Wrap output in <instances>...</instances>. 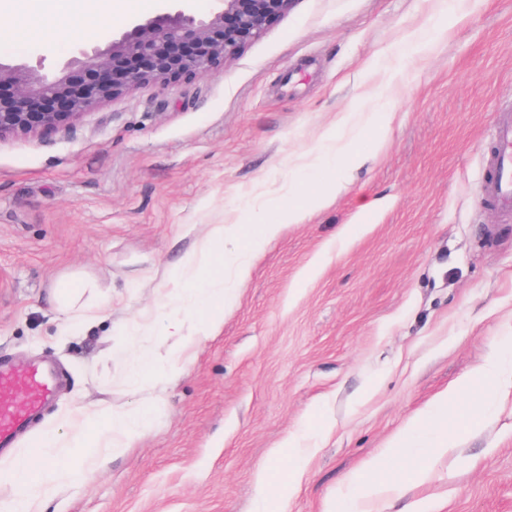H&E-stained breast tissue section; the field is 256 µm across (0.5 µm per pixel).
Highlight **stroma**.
<instances>
[{"mask_svg": "<svg viewBox=\"0 0 512 512\" xmlns=\"http://www.w3.org/2000/svg\"><path fill=\"white\" fill-rule=\"evenodd\" d=\"M0 44L47 70L104 45ZM435 28L402 69L399 45ZM387 105L385 139L364 128ZM512 110V0H299L223 69L105 101L70 127L0 139V363L54 366V402L154 404L145 432L42 512H323L441 392L512 336V214L483 195ZM359 136H352V129ZM357 139L330 203L286 225L186 372L127 385L113 349L162 318L156 291L213 224L276 221L314 193L328 137ZM356 232L343 237L345 226ZM83 271L112 313L57 336L50 295ZM455 451L382 512H512V393L472 392Z\"/></svg>", "mask_w": 512, "mask_h": 512, "instance_id": "obj_1", "label": "stroma"}]
</instances>
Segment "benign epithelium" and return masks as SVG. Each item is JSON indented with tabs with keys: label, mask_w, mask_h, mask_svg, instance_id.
Instances as JSON below:
<instances>
[{
	"label": "benign epithelium",
	"mask_w": 512,
	"mask_h": 512,
	"mask_svg": "<svg viewBox=\"0 0 512 512\" xmlns=\"http://www.w3.org/2000/svg\"><path fill=\"white\" fill-rule=\"evenodd\" d=\"M206 16L173 0L130 24L105 46L82 49L53 75L0 61V138L51 134L111 98L147 86H176L224 67L298 0H215Z\"/></svg>",
	"instance_id": "1"
}]
</instances>
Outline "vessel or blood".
<instances>
[{
    "label": "vessel or blood",
    "mask_w": 512,
    "mask_h": 512,
    "mask_svg": "<svg viewBox=\"0 0 512 512\" xmlns=\"http://www.w3.org/2000/svg\"><path fill=\"white\" fill-rule=\"evenodd\" d=\"M497 148L489 160L490 169L484 182L486 200L498 210L512 213V113L499 116L496 130ZM12 386L20 391L21 403L0 404V447H9L16 432L51 398L52 378L40 368H33L18 378L0 370V388Z\"/></svg>",
    "instance_id": "b4317fda"
}]
</instances>
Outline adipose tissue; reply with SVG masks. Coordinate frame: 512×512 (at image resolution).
<instances>
[{"label":"adipose tissue","mask_w":512,"mask_h":512,"mask_svg":"<svg viewBox=\"0 0 512 512\" xmlns=\"http://www.w3.org/2000/svg\"><path fill=\"white\" fill-rule=\"evenodd\" d=\"M156 0H0V44L55 42L56 36L40 20L79 19L85 32H96L108 15L122 16L155 9ZM72 288L56 289L52 308L60 335L99 318L111 303L96 280L76 277ZM479 381L486 391L501 394L512 388V359L500 354L487 357L463 377L456 387L440 394L414 421L387 443L383 453L365 465L366 477L351 478L342 500L330 501L325 512H373L400 492L397 478L385 468L387 457L403 458L410 481L426 482L433 463L448 454L454 442L448 437V412L459 390ZM148 407L122 413L110 406H78L63 421L40 434L31 448L20 449L9 462L0 463V485L11 486L12 496L0 499V512H39L67 486L97 474L103 463L130 448L150 422Z\"/></svg>","instance_id":"obj_1"}]
</instances>
